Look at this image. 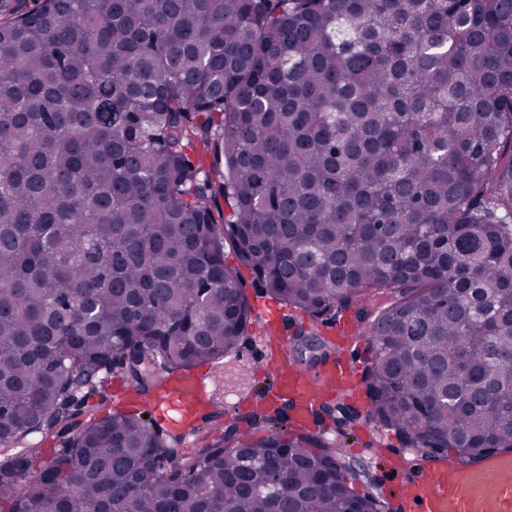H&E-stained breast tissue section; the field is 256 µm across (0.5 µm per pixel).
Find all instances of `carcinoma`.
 Masks as SVG:
<instances>
[{
  "label": "carcinoma",
  "instance_id": "1",
  "mask_svg": "<svg viewBox=\"0 0 512 512\" xmlns=\"http://www.w3.org/2000/svg\"><path fill=\"white\" fill-rule=\"evenodd\" d=\"M237 258L224 262V247ZM318 325L362 301L372 415L512 450V0H41L0 19V503L362 512L308 430L183 446L100 375L244 342L241 268ZM61 440L33 471L12 451Z\"/></svg>",
  "mask_w": 512,
  "mask_h": 512
}]
</instances>
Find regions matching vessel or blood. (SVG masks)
Returning <instances> with one entry per match:
<instances>
[{"label":"vessel or blood","mask_w":512,"mask_h":512,"mask_svg":"<svg viewBox=\"0 0 512 512\" xmlns=\"http://www.w3.org/2000/svg\"><path fill=\"white\" fill-rule=\"evenodd\" d=\"M262 376L271 380L261 400L286 406L289 419L297 425L312 423L316 408L334 392H356V366L344 358L318 368L297 372L287 358L261 355ZM207 392L191 371L162 372L152 399V414L159 426L190 431ZM407 512H512V451H501L463 465L441 460L433 468L420 470L411 480L394 487Z\"/></svg>","instance_id":"vessel-or-blood-1"}]
</instances>
